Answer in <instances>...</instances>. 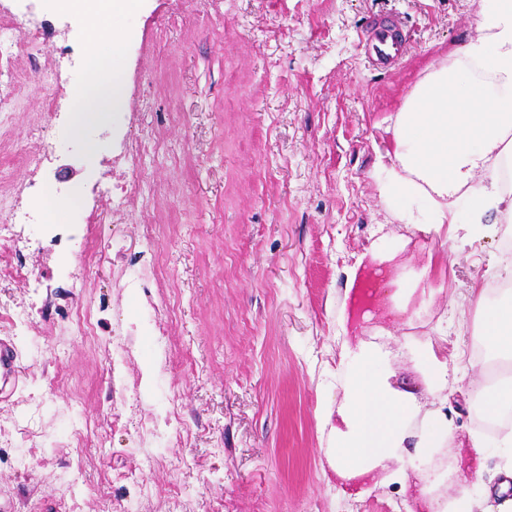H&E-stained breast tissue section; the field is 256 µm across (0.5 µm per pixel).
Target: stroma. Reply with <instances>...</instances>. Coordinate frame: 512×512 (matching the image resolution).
Masks as SVG:
<instances>
[{"instance_id":"35a3bbf8","label":"stroma","mask_w":512,"mask_h":512,"mask_svg":"<svg viewBox=\"0 0 512 512\" xmlns=\"http://www.w3.org/2000/svg\"><path fill=\"white\" fill-rule=\"evenodd\" d=\"M485 0H137L117 36L86 24L88 53L124 82L76 128L59 132L57 176L77 192L57 225L0 233V336L27 374L0 400V507L5 512H423L440 497L481 499L499 481L498 440L472 445L483 344L472 297L503 258L496 213L466 230L402 223L381 191L390 127L429 65L475 34ZM396 19L413 48L395 71L373 70L358 45ZM160 127L167 152L144 156L156 207L146 225L90 223L85 186L116 144ZM157 274L117 288L126 257ZM386 266L404 297L436 310L408 334L384 300L358 314L353 275ZM175 270L177 282L162 279ZM178 308L156 322L155 308ZM83 308L95 333L78 334ZM386 361L393 386L422 412L445 409L448 466L417 451L343 482L331 451L350 374L345 348ZM435 347L448 385L430 391L419 356ZM174 414L179 431L156 424Z\"/></svg>"}]
</instances>
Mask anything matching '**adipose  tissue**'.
Instances as JSON below:
<instances>
[{
    "label": "adipose tissue",
    "instance_id": "ef3b65f1",
    "mask_svg": "<svg viewBox=\"0 0 512 512\" xmlns=\"http://www.w3.org/2000/svg\"><path fill=\"white\" fill-rule=\"evenodd\" d=\"M475 34L450 63L429 66L397 112L393 144L383 170V192L403 223L440 227L456 221L448 200L464 194L479 228L487 211L512 222V191L505 190L501 162L512 155V0H486ZM428 212H421V201ZM473 297L484 315L492 355L512 357V301L489 304L484 289ZM351 378L339 412L333 463L339 476L364 477L394 459L400 449L447 441L452 427L444 411L428 415V433L411 431L420 412L414 394L395 388L379 354L362 346L348 352Z\"/></svg>",
    "mask_w": 512,
    "mask_h": 512
}]
</instances>
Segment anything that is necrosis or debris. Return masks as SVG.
Segmentation results:
<instances>
[{
    "instance_id": "obj_1",
    "label": "necrosis or debris",
    "mask_w": 512,
    "mask_h": 512,
    "mask_svg": "<svg viewBox=\"0 0 512 512\" xmlns=\"http://www.w3.org/2000/svg\"><path fill=\"white\" fill-rule=\"evenodd\" d=\"M21 0H0V136L10 132L15 122V107L25 95L30 73L42 69L38 85L45 103L32 143H20L17 154L24 159L29 171L18 179L8 168L0 166V184L6 193H0L1 224H46L50 217L47 203L61 201L72 188L63 180L52 182L36 179L35 174L54 159V136L69 127L70 112L67 89L76 70L86 68L90 58L86 51L70 43L74 25L68 19H59L57 38L49 40L43 25L34 22L31 13L23 11ZM158 138H129L119 155L112 161L111 180L93 189L102 224L120 223L130 200L144 198V181L140 164L144 154L162 150Z\"/></svg>"
}]
</instances>
